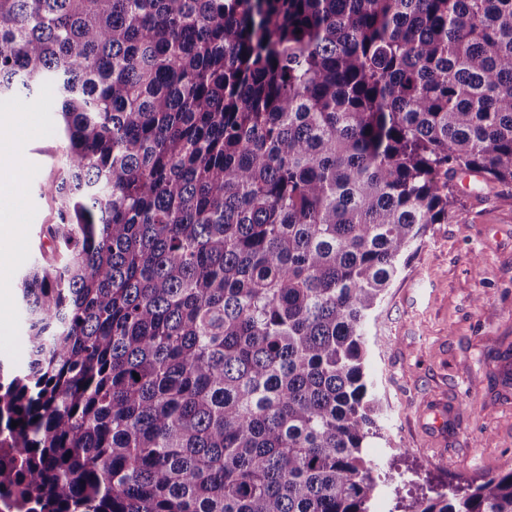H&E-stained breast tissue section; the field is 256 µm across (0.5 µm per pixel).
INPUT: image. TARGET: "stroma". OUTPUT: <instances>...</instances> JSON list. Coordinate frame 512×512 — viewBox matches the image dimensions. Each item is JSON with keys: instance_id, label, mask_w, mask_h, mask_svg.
I'll return each instance as SVG.
<instances>
[{"instance_id": "stroma-1", "label": "stroma", "mask_w": 512, "mask_h": 512, "mask_svg": "<svg viewBox=\"0 0 512 512\" xmlns=\"http://www.w3.org/2000/svg\"><path fill=\"white\" fill-rule=\"evenodd\" d=\"M31 133L16 154L22 207L0 228L10 246L0 279V359L26 364L17 276L55 219L50 193L63 144L56 115L30 107ZM448 223L432 225L367 328L364 372L381 409V437L364 453L397 471L403 498L419 485L454 488L512 465V189L477 180L457 188Z\"/></svg>"}]
</instances>
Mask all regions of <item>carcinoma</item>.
Wrapping results in <instances>:
<instances>
[{"instance_id":"obj_1","label":"carcinoma","mask_w":512,"mask_h":512,"mask_svg":"<svg viewBox=\"0 0 512 512\" xmlns=\"http://www.w3.org/2000/svg\"><path fill=\"white\" fill-rule=\"evenodd\" d=\"M48 89L0 490L374 512L367 325L458 174L512 186V0H0V100ZM389 512H512V467Z\"/></svg>"}]
</instances>
